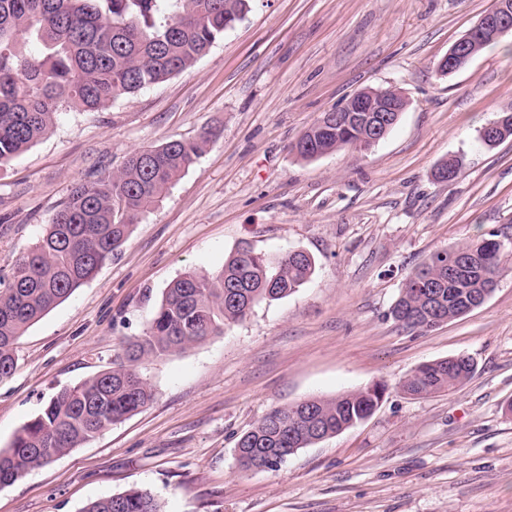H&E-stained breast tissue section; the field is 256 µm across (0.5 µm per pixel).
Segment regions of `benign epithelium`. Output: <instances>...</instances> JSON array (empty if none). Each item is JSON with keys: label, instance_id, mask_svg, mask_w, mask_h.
<instances>
[{"label": "benign epithelium", "instance_id": "benign-epithelium-1", "mask_svg": "<svg viewBox=\"0 0 512 512\" xmlns=\"http://www.w3.org/2000/svg\"><path fill=\"white\" fill-rule=\"evenodd\" d=\"M512 33V0H496L495 7L485 13L467 32L455 40L448 52L436 64L438 70L445 74L455 73L466 67L482 47L486 38L497 39L501 35ZM406 97L393 89H363L341 105L334 108L336 122L346 120L359 122L366 128L361 142L353 147L366 149L380 141L381 125L384 124L385 113L401 114L406 110Z\"/></svg>", "mask_w": 512, "mask_h": 512}]
</instances>
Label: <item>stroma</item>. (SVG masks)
I'll list each match as a JSON object with an SVG mask.
<instances>
[{
    "mask_svg": "<svg viewBox=\"0 0 512 512\" xmlns=\"http://www.w3.org/2000/svg\"><path fill=\"white\" fill-rule=\"evenodd\" d=\"M493 0H252L207 56L100 112L59 113L0 167V277L80 181L137 150L218 135L144 214L117 255L34 323L0 380V448L61 389L111 367L168 285L212 272L240 242L302 250L316 271L291 296L185 351L143 360L154 398L84 447L0 488V512H79L145 489L164 512H512V138L479 132L512 109V34L466 68L438 60ZM408 106L370 150L303 160L293 143L364 88ZM462 161L452 182L434 178ZM502 274L479 308L420 334L390 309L431 253L486 233ZM459 354L453 391L401 389L419 365ZM368 419L276 470L242 469L238 438L273 408L373 384Z\"/></svg>",
    "mask_w": 512,
    "mask_h": 512,
    "instance_id": "stroma-1",
    "label": "stroma"
}]
</instances>
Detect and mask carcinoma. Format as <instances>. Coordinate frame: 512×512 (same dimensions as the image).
<instances>
[{
	"label": "carcinoma",
	"instance_id": "1",
	"mask_svg": "<svg viewBox=\"0 0 512 512\" xmlns=\"http://www.w3.org/2000/svg\"><path fill=\"white\" fill-rule=\"evenodd\" d=\"M251 0H0V166L46 135L64 108L99 112L193 66L242 20ZM35 43L32 54L26 45ZM360 129L315 122L292 145L303 160L339 150ZM216 136L173 139L132 153L120 170L75 184L41 238L0 287V380L17 366L26 330L114 256L135 224L165 197ZM494 233L433 252L407 278L391 315L417 332L455 319L501 274ZM315 272L303 251L270 258L245 242L214 273L188 272L162 294L143 333L125 342L112 368L65 388L0 448V488L55 457L81 448L152 399L137 372L144 358L185 350L224 332L262 300L295 293ZM476 371L467 355L417 367L402 383L412 396L447 392ZM385 387L309 397L267 413L237 442L240 466L276 469L301 448L371 416ZM80 512H163L151 492L131 488Z\"/></svg>",
	"mask_w": 512,
	"mask_h": 512
}]
</instances>
